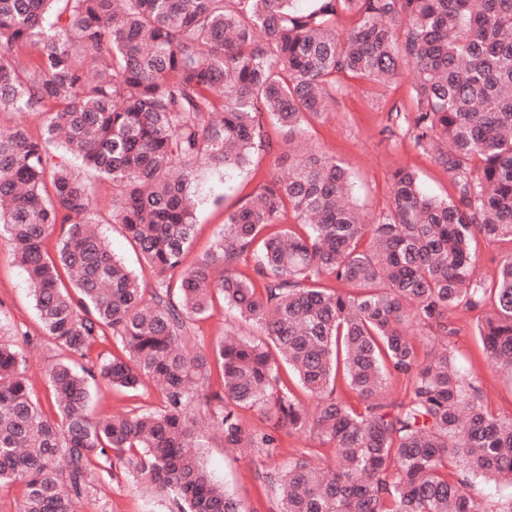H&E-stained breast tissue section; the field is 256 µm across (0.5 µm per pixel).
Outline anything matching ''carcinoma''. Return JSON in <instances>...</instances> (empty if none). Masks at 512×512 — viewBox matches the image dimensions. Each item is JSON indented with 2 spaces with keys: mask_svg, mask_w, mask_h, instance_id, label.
I'll return each instance as SVG.
<instances>
[{
  "mask_svg": "<svg viewBox=\"0 0 512 512\" xmlns=\"http://www.w3.org/2000/svg\"><path fill=\"white\" fill-rule=\"evenodd\" d=\"M342 12L356 18L346 33ZM407 71L414 142L459 202L401 167L368 224L347 169L306 134L341 77L385 86ZM25 112L39 134L0 125V231L66 358L48 373V414L25 377L31 337L0 338V484L24 480L21 512H76L96 460L178 512H241L200 464V410L224 447L257 455L277 512H512V499L471 494L512 484V416L488 412L449 349L419 362L411 330L446 339L448 312L491 292L478 334L512 369V252L489 287L475 245L512 243V0H0V116ZM270 124L294 144L288 175L268 174L185 267L198 167L247 169L272 148ZM98 181L112 188L107 217ZM105 223L151 282L112 251ZM217 298L257 335L188 352ZM109 337L120 353L97 351ZM395 374L411 392L388 402ZM98 378L129 392L151 382L162 407L93 421ZM292 431L334 448L336 471L305 456L271 464Z\"/></svg>",
  "mask_w": 512,
  "mask_h": 512,
  "instance_id": "cac0c4a2",
  "label": "carcinoma"
}]
</instances>
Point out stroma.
<instances>
[{
	"mask_svg": "<svg viewBox=\"0 0 512 512\" xmlns=\"http://www.w3.org/2000/svg\"><path fill=\"white\" fill-rule=\"evenodd\" d=\"M346 90L337 95L324 119L314 123L308 133L307 146L321 149L340 161L352 174L359 204L369 219H378L391 203V175L396 168L410 167L421 177L426 194L457 198L453 178L433 158L418 149L407 126L390 127L388 112L400 107L405 117H412L415 102L409 80L386 87L345 78ZM276 152L264 155L254 175L238 170L222 174L200 168L195 185V235L185 256L186 264H195L209 250L230 212L245 203L271 172L287 174V165L279 157L287 153L283 137H275ZM492 302L476 310L456 309L450 318L455 329L449 340L418 339L419 352L437 354L451 350L456 363L476 388L484 404L497 416L512 415V370L495 365L478 334V325L491 312ZM233 330L251 335L249 325L236 319L223 306L195 326V334L186 343L189 351L210 344ZM19 331L33 338L26 347V376L33 394L44 410H51L48 367L60 357L59 350L45 336L30 296L26 276L15 263L6 238L0 237V335L11 338ZM161 396L153 386L126 392L99 384L91 404L93 417H103L127 409L158 408ZM202 466L215 482L222 485L240 504L242 512H273L270 497L258 479L260 462L246 448H228L220 433L206 431L199 450ZM94 486L77 505L78 512H177L171 498L160 497L133 483L125 475L101 463L95 469Z\"/></svg>",
	"mask_w": 512,
	"mask_h": 512,
	"instance_id": "1",
	"label": "stroma"
}]
</instances>
